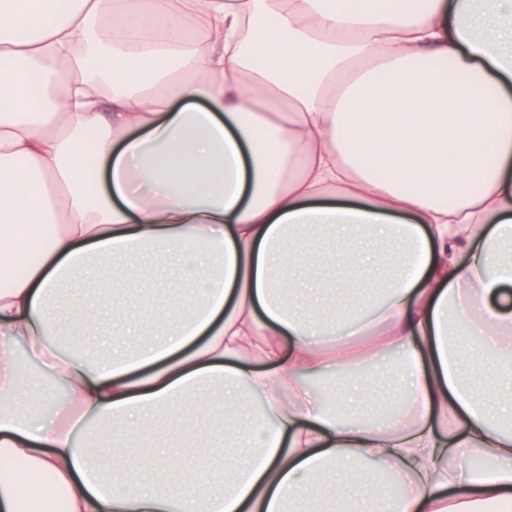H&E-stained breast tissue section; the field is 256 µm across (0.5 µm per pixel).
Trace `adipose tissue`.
Segmentation results:
<instances>
[{"label":"adipose tissue","instance_id":"ef3b65f1","mask_svg":"<svg viewBox=\"0 0 512 512\" xmlns=\"http://www.w3.org/2000/svg\"><path fill=\"white\" fill-rule=\"evenodd\" d=\"M355 239L343 278L302 303L318 262L298 230ZM179 267L168 325L108 356L55 325L134 336L153 313L120 293V257ZM106 289L71 318L77 273ZM512 0H0V512L15 468L66 512H293L334 472L352 512L512 505V397L478 398L456 352L512 380ZM109 319H102L100 309ZM25 349L39 371L26 373ZM407 401L386 422L338 418L363 367ZM66 395L31 413L40 380ZM221 414L243 448L202 488L129 483L130 441L171 405ZM487 461L477 471L470 458Z\"/></svg>","mask_w":512,"mask_h":512}]
</instances>
